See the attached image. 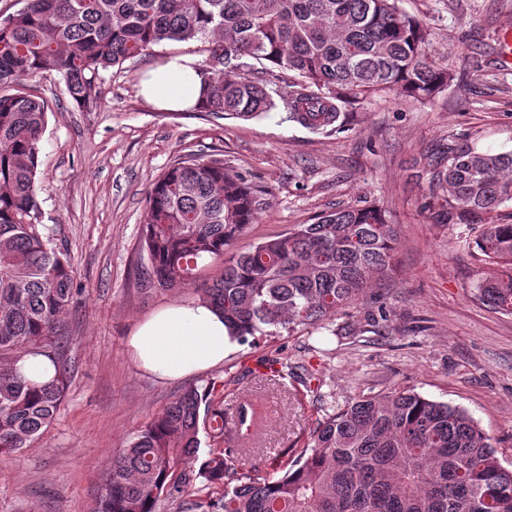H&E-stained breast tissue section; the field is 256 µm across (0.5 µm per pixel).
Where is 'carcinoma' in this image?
Instances as JSON below:
<instances>
[{"instance_id": "obj_1", "label": "carcinoma", "mask_w": 512, "mask_h": 512, "mask_svg": "<svg viewBox=\"0 0 512 512\" xmlns=\"http://www.w3.org/2000/svg\"><path fill=\"white\" fill-rule=\"evenodd\" d=\"M167 41H200L201 109L242 120L282 102L314 132L344 128L353 106L396 92L426 103L454 82L426 52L400 0H26L0 21V89L55 72L79 108L101 72ZM292 72L293 83L279 75ZM47 105L0 92V456L27 448L66 389L58 331L78 294L67 254L40 221L38 154ZM440 224L512 203V151L451 148L439 173ZM250 173L213 157L178 163L153 184L144 216L148 284L193 288L246 343L318 327L394 270L397 225L376 206L341 208L283 237L232 251L263 210ZM493 267L479 299L512 314V224L475 240ZM55 366L35 385L27 354ZM218 386L189 387L112 458L95 512H512V473L461 408L411 390L367 396L324 415L305 447L262 477L242 472L224 437ZM213 448L199 461L200 431ZM17 367L27 380L35 384L51 381L55 376V367L47 357L37 354H27Z\"/></svg>"}]
</instances>
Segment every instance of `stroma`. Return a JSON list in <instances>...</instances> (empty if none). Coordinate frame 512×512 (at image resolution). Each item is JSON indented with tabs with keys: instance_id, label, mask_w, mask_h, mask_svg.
<instances>
[{
	"instance_id": "1",
	"label": "stroma",
	"mask_w": 512,
	"mask_h": 512,
	"mask_svg": "<svg viewBox=\"0 0 512 512\" xmlns=\"http://www.w3.org/2000/svg\"><path fill=\"white\" fill-rule=\"evenodd\" d=\"M427 32L434 60L455 74L422 106L402 97L360 104L342 131L317 134L284 108L240 120L147 105L139 80L176 54L205 59L197 41L150 47L102 75L95 109H75L56 74L27 82L48 106L39 153L38 201L82 292L61 338L68 363L64 403L42 436L0 457V512H93L112 458L191 386L223 382V408L250 398L266 419L249 443L255 475L306 445L330 407L411 389L464 409L512 472V314L480 301L489 270L472 224H438L434 161L448 145L512 150V0H401ZM220 157L255 174L266 208L236 243L277 238L321 213L377 205L399 229L396 272L337 313L332 330L300 327L227 350L222 366L161 383L135 366L134 326L193 289L145 281L143 219L153 183L177 162ZM288 374L268 380L269 360Z\"/></svg>"
}]
</instances>
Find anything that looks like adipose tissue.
Returning <instances> with one entry per match:
<instances>
[{"label": "adipose tissue", "mask_w": 512, "mask_h": 512, "mask_svg": "<svg viewBox=\"0 0 512 512\" xmlns=\"http://www.w3.org/2000/svg\"><path fill=\"white\" fill-rule=\"evenodd\" d=\"M197 65L189 55L164 58L141 80L142 97L164 112L195 109L202 100ZM127 344L139 370L169 382L218 367L233 342L222 316L196 300L160 308L138 324Z\"/></svg>", "instance_id": "adipose-tissue-1"}]
</instances>
